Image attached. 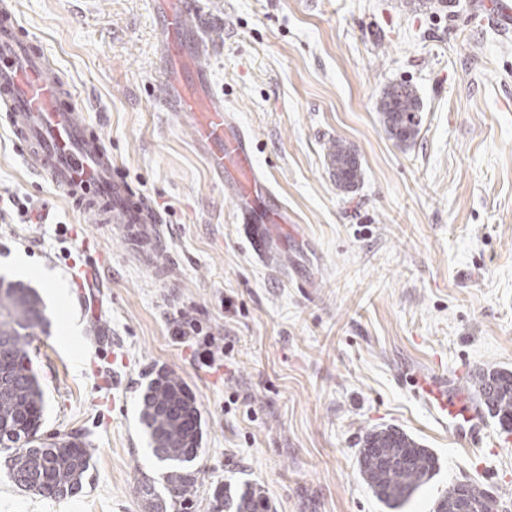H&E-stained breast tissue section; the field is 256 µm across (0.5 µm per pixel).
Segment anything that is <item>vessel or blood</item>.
I'll return each instance as SVG.
<instances>
[{"label": "vessel or blood", "mask_w": 512, "mask_h": 512, "mask_svg": "<svg viewBox=\"0 0 512 512\" xmlns=\"http://www.w3.org/2000/svg\"><path fill=\"white\" fill-rule=\"evenodd\" d=\"M164 19L168 37L179 39L183 53L195 56L203 19L198 0H171ZM165 103L170 111L192 115L196 144L205 149L216 175H223L225 166L236 168L238 179L231 191L241 204L243 221H250L248 201L266 179L252 160L250 139L226 136L229 118L214 97L208 69L196 67L193 90L168 94ZM0 110L7 112L33 173L79 208L95 212L100 223L121 225L128 244L156 257L165 252L154 230L158 215L116 174L111 151L79 115L73 92L50 75L37 39L19 23L15 0H0ZM415 390L460 442L487 444V416L476 390L445 372L417 376Z\"/></svg>", "instance_id": "1"}]
</instances>
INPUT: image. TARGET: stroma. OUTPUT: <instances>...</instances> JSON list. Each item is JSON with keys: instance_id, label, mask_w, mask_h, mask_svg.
I'll return each instance as SVG.
<instances>
[{"instance_id": "35a3bbf8", "label": "stroma", "mask_w": 512, "mask_h": 512, "mask_svg": "<svg viewBox=\"0 0 512 512\" xmlns=\"http://www.w3.org/2000/svg\"><path fill=\"white\" fill-rule=\"evenodd\" d=\"M492 0H200V61L254 141L253 161L292 223H242L195 146L191 118L161 86L189 65L160 43L156 0H16L25 32L78 92L119 174L151 199L171 268L128 257L94 212L26 166L0 112V193L26 196L30 223L0 220V276L13 256L64 282L44 298L30 356L44 435L84 436L83 490L54 499L14 487L0 465V512H144L139 475L163 484L140 425L157 373L188 387L203 422L191 512H235L244 486L274 512H389L358 466L367 433L398 428L439 458L402 512H431L470 481L512 512V441L496 419L491 457L466 449L412 390L437 369L512 371V31ZM422 101L409 145L378 110L391 86ZM361 179L333 180L329 141ZM78 341L64 343L61 319ZM224 349L208 368L174 322Z\"/></svg>"}]
</instances>
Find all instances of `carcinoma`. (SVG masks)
I'll list each match as a JSON object with an SVG mask.
<instances>
[{
  "instance_id": "carcinoma-1",
  "label": "carcinoma",
  "mask_w": 512,
  "mask_h": 512,
  "mask_svg": "<svg viewBox=\"0 0 512 512\" xmlns=\"http://www.w3.org/2000/svg\"><path fill=\"white\" fill-rule=\"evenodd\" d=\"M420 100L414 90L397 86L380 104L383 122L392 139L415 138ZM327 157L341 168L332 173L342 186L359 177L356 156L340 140L328 143ZM47 323L38 297L28 288L0 280V339L7 347L0 362L9 365L15 395L0 399V450L9 459L13 486L46 498H66L83 489L91 469V455L79 436L58 440L41 437L43 391L29 355L30 337ZM488 410L499 425L512 431V371L487 370L475 377ZM141 423L153 455L173 465L163 490L144 476L137 480L141 498H150L151 512H184L198 492L199 470L191 468L202 451V420L195 400L183 382L169 373L151 380L143 395ZM360 472L379 502L402 508L439 470V459L406 433L387 428L366 435L359 449ZM480 498L483 512H499V501L478 487L457 483L434 503L433 512H461L459 492ZM237 512H272L267 498L252 489L238 496Z\"/></svg>"
}]
</instances>
